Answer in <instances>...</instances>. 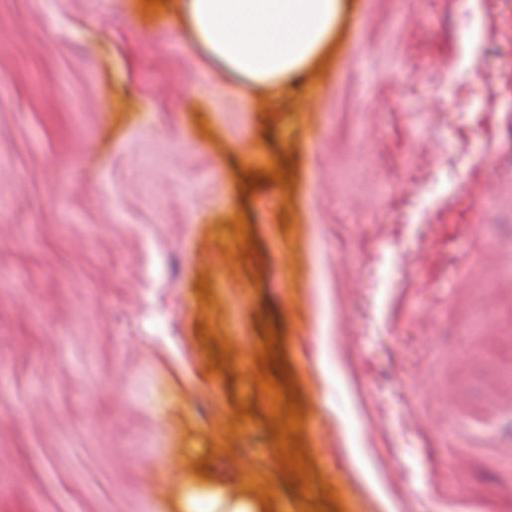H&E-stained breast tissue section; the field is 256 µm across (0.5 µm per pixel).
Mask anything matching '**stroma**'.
Returning <instances> with one entry per match:
<instances>
[{
    "instance_id": "1",
    "label": "stroma",
    "mask_w": 512,
    "mask_h": 512,
    "mask_svg": "<svg viewBox=\"0 0 512 512\" xmlns=\"http://www.w3.org/2000/svg\"><path fill=\"white\" fill-rule=\"evenodd\" d=\"M236 83L178 0H0V512H165L191 446L268 512H512V0Z\"/></svg>"
}]
</instances>
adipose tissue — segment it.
<instances>
[{
  "label": "adipose tissue",
  "instance_id": "adipose-tissue-1",
  "mask_svg": "<svg viewBox=\"0 0 512 512\" xmlns=\"http://www.w3.org/2000/svg\"><path fill=\"white\" fill-rule=\"evenodd\" d=\"M195 44L253 87L276 90L321 51L336 25L341 0H180ZM169 512H265L249 489H233L190 468L168 503Z\"/></svg>",
  "mask_w": 512,
  "mask_h": 512
}]
</instances>
